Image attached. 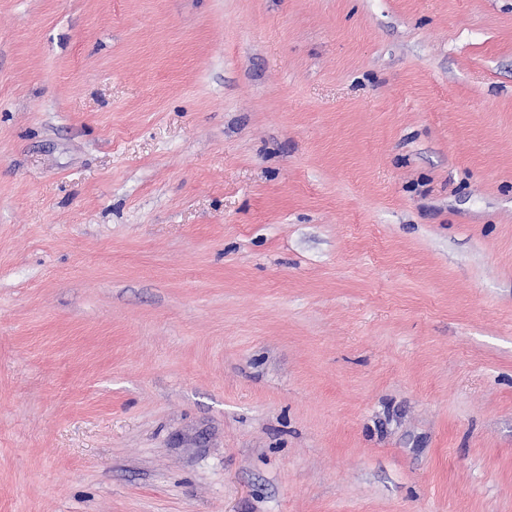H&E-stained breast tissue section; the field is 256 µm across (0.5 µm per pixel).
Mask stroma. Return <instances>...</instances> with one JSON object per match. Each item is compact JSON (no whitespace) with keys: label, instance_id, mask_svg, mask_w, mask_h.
<instances>
[{"label":"stroma","instance_id":"obj_1","mask_svg":"<svg viewBox=\"0 0 512 512\" xmlns=\"http://www.w3.org/2000/svg\"><path fill=\"white\" fill-rule=\"evenodd\" d=\"M0 512H512V0H0Z\"/></svg>","mask_w":512,"mask_h":512}]
</instances>
